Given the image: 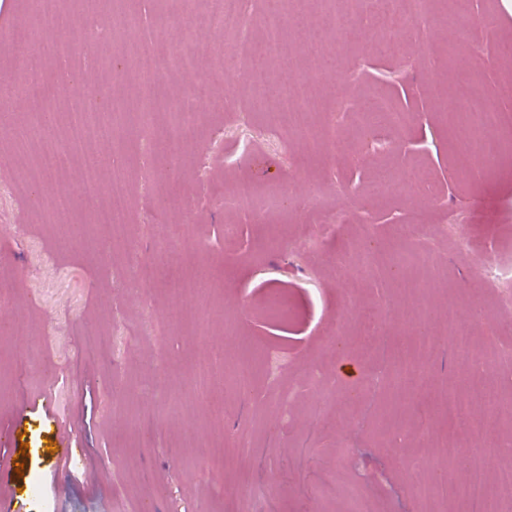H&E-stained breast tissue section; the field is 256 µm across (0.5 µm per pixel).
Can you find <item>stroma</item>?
Segmentation results:
<instances>
[{
    "mask_svg": "<svg viewBox=\"0 0 512 512\" xmlns=\"http://www.w3.org/2000/svg\"><path fill=\"white\" fill-rule=\"evenodd\" d=\"M136 6L144 24L158 15L177 22L202 11L204 0H109L118 15ZM245 35L238 60L224 56L225 34L197 33V78L170 69L164 89L188 93L203 80L195 138L176 177L158 171L146 134L117 132L95 154L119 158L129 184L125 238L95 223L84 199L88 184L105 185L111 168L88 172L74 162L62 177L75 192L68 223L80 235L60 244L53 186L30 205V158L15 153L13 136L29 100L11 102L0 123V272L14 286L0 292V502L15 512H472L457 490L467 480L472 449L490 437L512 440V417L472 408L449 414L447 395L464 369L445 322L472 332L479 344H512L493 289L477 276L479 255L512 265V0H471L465 39L435 21L402 30L401 59L371 54L363 27L337 38L325 0H307L305 20L319 29L320 54L335 62L317 75L310 137L303 140L256 110L242 58L261 40L267 0H243ZM79 73L85 89L111 85L122 106L136 99L149 67L137 43H101L94 59L74 52L47 56L36 81L54 94L48 131H62L80 102L60 78ZM467 73L475 91L503 114L492 135L499 156L458 172L451 162L456 116L446 105L453 78ZM390 98L407 112L406 127L365 134L356 102ZM347 144L340 155L328 131ZM207 158H200V144ZM427 188L406 186L414 164ZM385 169L393 185L368 197L364 188ZM259 192H287L284 210L260 215L228 211L224 197L240 180ZM319 181L338 186L329 211L310 203ZM179 191L182 207L160 197ZM236 227L232 248L224 227ZM409 236H402V227ZM464 229L477 253L455 241ZM367 268L351 257L362 246ZM429 250L435 264L393 272L395 258ZM206 270L195 314L172 322L173 276ZM288 294L295 320H275L266 300ZM387 307L376 336L365 339L360 314ZM95 351H87L89 336ZM223 365L205 389L195 368L212 352ZM420 364L415 392L398 388L399 359ZM352 365L355 376L342 368ZM74 448V465L56 451ZM445 463L446 484L434 497L415 491L416 458Z\"/></svg>",
    "mask_w": 512,
    "mask_h": 512,
    "instance_id": "1",
    "label": "stroma"
}]
</instances>
